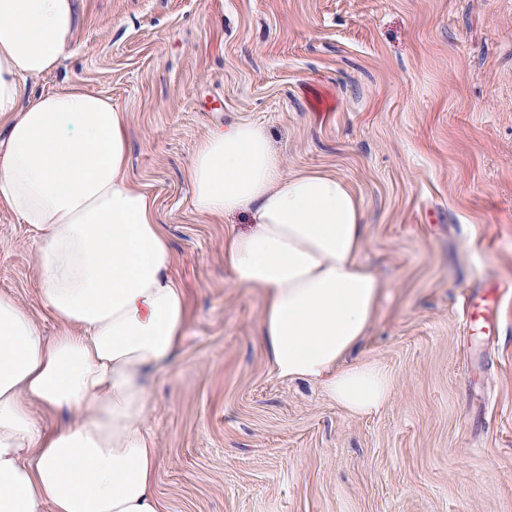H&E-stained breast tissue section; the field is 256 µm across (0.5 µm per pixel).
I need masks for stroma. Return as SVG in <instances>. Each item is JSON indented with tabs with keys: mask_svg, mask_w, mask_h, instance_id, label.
Listing matches in <instances>:
<instances>
[{
	"mask_svg": "<svg viewBox=\"0 0 512 512\" xmlns=\"http://www.w3.org/2000/svg\"><path fill=\"white\" fill-rule=\"evenodd\" d=\"M66 84L129 119L130 174L156 199L190 320L152 376L147 425L165 512H512V0H80ZM264 127L283 170L362 197L383 281L351 357L393 378L354 415L275 377L263 301L224 265L246 216L196 213L185 170L212 129ZM36 244L0 209V294L44 335ZM503 282L493 341L465 292Z\"/></svg>",
	"mask_w": 512,
	"mask_h": 512,
	"instance_id": "obj_1",
	"label": "stroma"
}]
</instances>
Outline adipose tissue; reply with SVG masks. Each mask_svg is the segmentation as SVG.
Returning <instances> with one entry per match:
<instances>
[{
  "label": "adipose tissue",
  "mask_w": 512,
  "mask_h": 512,
  "mask_svg": "<svg viewBox=\"0 0 512 512\" xmlns=\"http://www.w3.org/2000/svg\"><path fill=\"white\" fill-rule=\"evenodd\" d=\"M76 22V0H0V208L33 233L40 298L61 324L45 337L0 294V512H163L147 375L172 364L190 310L156 201L130 177L128 116L80 84L24 96L69 57ZM185 177L198 214L249 220L225 235L224 265L262 296L276 376L317 382L356 415L384 406L387 370L347 360L384 289L361 259L351 183L284 175L253 123L208 134ZM39 410L75 417L49 429Z\"/></svg>",
  "instance_id": "1"
}]
</instances>
